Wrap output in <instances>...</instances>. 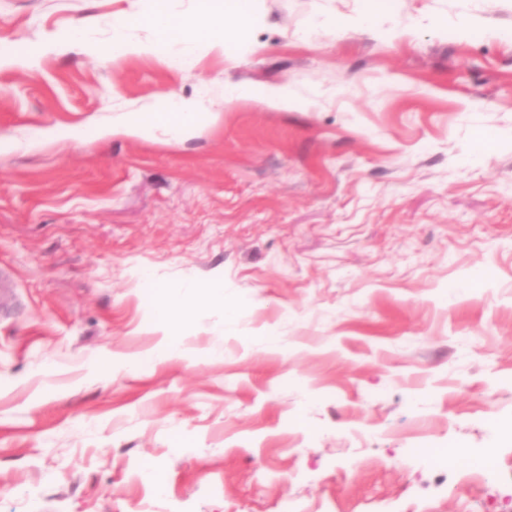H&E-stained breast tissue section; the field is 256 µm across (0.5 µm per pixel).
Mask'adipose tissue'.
<instances>
[{
  "mask_svg": "<svg viewBox=\"0 0 512 512\" xmlns=\"http://www.w3.org/2000/svg\"><path fill=\"white\" fill-rule=\"evenodd\" d=\"M195 15L191 18L173 17L167 0H151L149 12H130L112 20V55L152 54L166 43L180 45L183 59H190L203 43L222 49L226 44H242L244 36L259 18L258 0H194ZM149 23L159 37L141 41L130 31L140 23ZM211 113L199 111L195 102L174 97L158 99L147 112H128L112 123L113 134L152 139L163 134L182 141L196 136L209 123ZM156 299L150 309L156 329L163 334L159 346L147 357L138 360V367H147L180 354L181 343L172 334L176 320L191 313L196 299H224V282L212 279L187 286L181 296L168 295L162 286L154 288Z\"/></svg>",
  "mask_w": 512,
  "mask_h": 512,
  "instance_id": "ef3b65f1",
  "label": "adipose tissue"
}]
</instances>
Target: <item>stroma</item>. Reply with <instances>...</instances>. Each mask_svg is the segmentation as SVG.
<instances>
[{
    "label": "stroma",
    "instance_id": "1",
    "mask_svg": "<svg viewBox=\"0 0 512 512\" xmlns=\"http://www.w3.org/2000/svg\"><path fill=\"white\" fill-rule=\"evenodd\" d=\"M262 2L184 65L0 0V512H512V0ZM167 95L215 122L94 136ZM145 273L225 303L132 370ZM241 98H250L274 106L297 107L302 101L284 89L276 87H224L225 103H232Z\"/></svg>",
    "mask_w": 512,
    "mask_h": 512
}]
</instances>
